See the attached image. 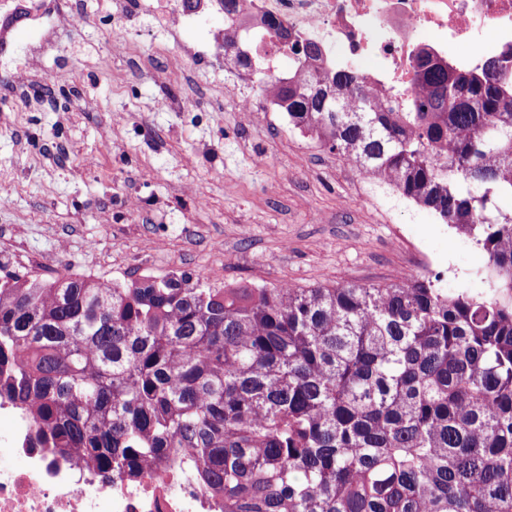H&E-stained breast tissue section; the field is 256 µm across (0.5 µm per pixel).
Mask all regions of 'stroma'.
Here are the masks:
<instances>
[{"instance_id": "obj_1", "label": "stroma", "mask_w": 512, "mask_h": 512, "mask_svg": "<svg viewBox=\"0 0 512 512\" xmlns=\"http://www.w3.org/2000/svg\"><path fill=\"white\" fill-rule=\"evenodd\" d=\"M110 17L92 10L59 29L54 50L29 38L0 55V73L20 63L65 75L51 95L0 112V264L11 271L120 279L188 272L213 283L298 287L346 280L384 284L404 234L440 272L441 287L467 284L486 263L467 236L388 191L391 223L377 221L335 154L268 112H216L187 95L180 70L146 77L105 34ZM194 24L177 38L142 27L133 40L157 60L183 55L185 67L232 103L236 91L201 53Z\"/></svg>"}]
</instances>
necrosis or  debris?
<instances>
[{
    "mask_svg": "<svg viewBox=\"0 0 512 512\" xmlns=\"http://www.w3.org/2000/svg\"><path fill=\"white\" fill-rule=\"evenodd\" d=\"M219 0H194L175 9L168 0H111L113 43L129 45L135 19L146 13L153 26L173 35L200 19ZM263 60L272 78L293 42L318 45L314 57L295 60V69L326 73L359 68L372 60L365 82L375 99L394 112L409 111L418 95L415 58L425 50L465 66L480 65L486 35L496 55L512 70V0H236L233 21L215 30L208 49L224 72L239 75L224 60V37ZM0 512H224L222 499L205 494L183 469L154 464L129 478H104L76 456L31 447L27 434L0 436Z\"/></svg>",
    "mask_w": 512,
    "mask_h": 512,
    "instance_id": "1",
    "label": "necrosis or debris"
}]
</instances>
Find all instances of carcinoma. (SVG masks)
Here are the masks:
<instances>
[{
    "label": "carcinoma",
    "instance_id": "carcinoma-1",
    "mask_svg": "<svg viewBox=\"0 0 512 512\" xmlns=\"http://www.w3.org/2000/svg\"><path fill=\"white\" fill-rule=\"evenodd\" d=\"M412 112L353 70L275 86L288 124L486 256L308 288L192 273L0 276V401L35 448L191 468L224 512H512V73L422 51Z\"/></svg>",
    "mask_w": 512,
    "mask_h": 512
}]
</instances>
